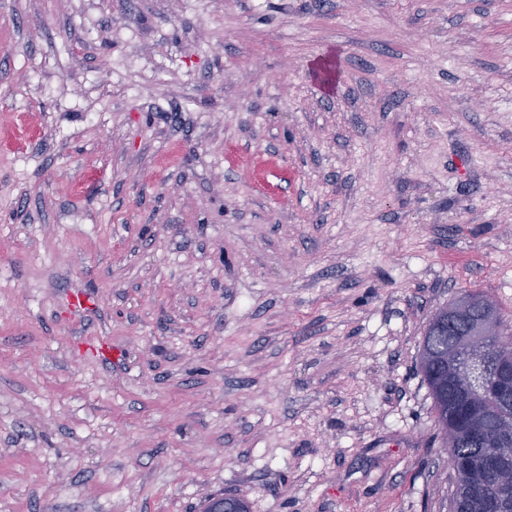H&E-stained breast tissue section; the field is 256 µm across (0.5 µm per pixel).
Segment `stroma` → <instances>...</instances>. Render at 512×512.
<instances>
[{
	"label": "stroma",
	"mask_w": 512,
	"mask_h": 512,
	"mask_svg": "<svg viewBox=\"0 0 512 512\" xmlns=\"http://www.w3.org/2000/svg\"><path fill=\"white\" fill-rule=\"evenodd\" d=\"M464 288L512 311V0H0V512H448Z\"/></svg>",
	"instance_id": "1"
}]
</instances>
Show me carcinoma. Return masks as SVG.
I'll return each mask as SVG.
<instances>
[{
  "instance_id": "carcinoma-1",
  "label": "carcinoma",
  "mask_w": 512,
  "mask_h": 512,
  "mask_svg": "<svg viewBox=\"0 0 512 512\" xmlns=\"http://www.w3.org/2000/svg\"><path fill=\"white\" fill-rule=\"evenodd\" d=\"M480 289H466L440 306L424 330L420 370L432 398V413L448 460L468 469L451 470L449 512H482L484 498L497 500L500 512H512V404L464 392L451 358L466 325L485 318ZM499 335L512 345V321L494 306Z\"/></svg>"
}]
</instances>
